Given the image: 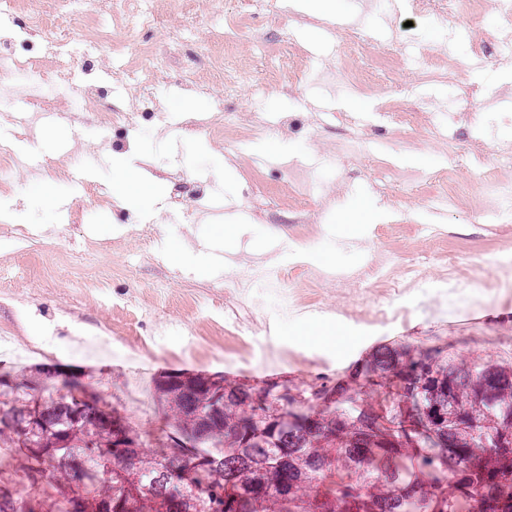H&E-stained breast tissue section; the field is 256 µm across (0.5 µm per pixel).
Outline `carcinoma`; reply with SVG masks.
Returning a JSON list of instances; mask_svg holds the SVG:
<instances>
[{
    "label": "carcinoma",
    "instance_id": "1",
    "mask_svg": "<svg viewBox=\"0 0 512 512\" xmlns=\"http://www.w3.org/2000/svg\"><path fill=\"white\" fill-rule=\"evenodd\" d=\"M158 390L171 431L131 463L96 403L0 391V512H512V370L404 344L297 392Z\"/></svg>",
    "mask_w": 512,
    "mask_h": 512
}]
</instances>
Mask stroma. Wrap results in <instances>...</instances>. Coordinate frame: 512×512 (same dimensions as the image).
<instances>
[{
  "label": "stroma",
  "mask_w": 512,
  "mask_h": 512,
  "mask_svg": "<svg viewBox=\"0 0 512 512\" xmlns=\"http://www.w3.org/2000/svg\"><path fill=\"white\" fill-rule=\"evenodd\" d=\"M303 2L272 0L273 15L256 20L247 0H191L188 11L161 25L134 28L138 45L169 50L168 78L153 88L155 112L136 131L113 129L108 113L99 115L98 127L80 126L67 117L66 102L50 101L42 109L51 121L18 138L0 113V141L10 140L40 163L36 170H0V210L11 214L0 221V336L35 339L44 347L20 360L0 345V374L16 379L48 371L56 384L78 381L149 445L168 429L156 381L171 373L222 375L256 388L270 380L305 387L347 375L381 346L407 343L512 367V288L493 285L495 259L512 256V190L500 200V215L490 218L473 210L466 194L431 207L416 183L395 182L385 173L390 163L430 171L450 144L467 140L485 151L460 156L456 181L479 182L495 166L512 183V66L490 64L468 73L479 105L466 123L453 108L456 86L420 81L415 67L425 60L433 69L454 70L477 45L495 56L501 20L493 0H460L458 12L441 20L412 13L397 0H335L327 27L303 12ZM57 7L83 12L103 34L125 25L112 0L94 6L59 0ZM242 16L250 32L238 51L246 60L261 56L276 65V20L284 16L294 29L291 50L299 67L335 58L330 27H356L365 40L347 68L378 67L391 79L353 91L303 82L285 94L266 89L257 71L230 94L220 87L186 93L180 78L202 72L203 44ZM174 30L182 37L172 45ZM67 48L79 85H99L126 108L141 107L132 93L140 76L126 72L123 56L91 51L79 31ZM403 82L416 83L440 134L430 124L412 130L389 125L386 113L404 108L398 92ZM190 103L203 113L222 106L226 138L190 134L184 127L194 114L186 109ZM247 108L257 111L258 129L238 125V113ZM343 115L364 125L373 142L399 141L402 149L338 170L336 128ZM117 160L157 180L159 204H117ZM276 164L301 168L321 182L320 194L300 200L293 186L279 183ZM72 169L83 172L82 181L67 179ZM253 184L291 225L270 223L255 210ZM186 186L209 199L219 191L233 199L241 218L232 234H225L223 217H186ZM46 194L55 207L42 206ZM364 209L373 214L369 223H346L347 214ZM18 224L28 226V236H16ZM145 224L156 228L148 246L135 235ZM181 246L187 254L176 266L169 254ZM381 250L395 257L384 276L365 288L338 287L336 271L360 267ZM424 251L430 261L421 281L399 293L395 284L405 266ZM263 257L278 258L287 269L293 310L234 311L228 281ZM377 308L392 311L393 319L373 323ZM470 313L478 314V324H465ZM314 316L340 322L352 337L349 346L339 352L298 344V327Z\"/></svg>",
  "instance_id": "35a3bbf8"
}]
</instances>
